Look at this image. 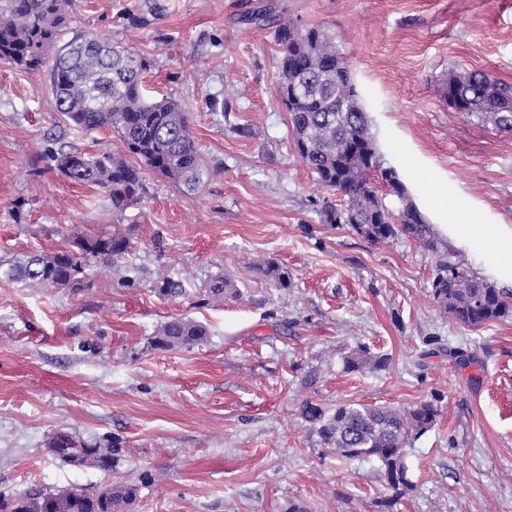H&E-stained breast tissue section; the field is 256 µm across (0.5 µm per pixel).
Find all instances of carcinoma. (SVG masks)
<instances>
[{
    "label": "carcinoma",
    "mask_w": 512,
    "mask_h": 512,
    "mask_svg": "<svg viewBox=\"0 0 512 512\" xmlns=\"http://www.w3.org/2000/svg\"><path fill=\"white\" fill-rule=\"evenodd\" d=\"M68 4L69 0H0V61L24 69H46L57 111L67 124L79 131L113 128L126 152L144 167L189 192L197 190L205 163L187 114L173 101H150L143 96V76L152 61L94 34L62 41L69 25ZM275 38L280 46L277 96L288 109L295 152L326 191L346 199L340 208L323 199L320 214L324 221L343 224L346 213L353 212L358 223L350 228L373 244L403 234L435 249L425 215L413 204L404 205L403 183L390 179L397 171L384 166L368 114L352 83L350 65L328 33L318 26L299 29L281 24ZM444 94L456 111L489 117L496 128L512 131V87L489 74L451 71ZM43 158L72 182L97 188L115 212L138 201L140 168L108 151L88 156L47 148ZM382 191L401 206L390 210L383 203ZM130 248L129 239L119 232L79 236L68 247L33 253L10 264L6 275L31 286L74 291L91 261L110 268ZM204 292L215 299L234 294L222 275L211 278ZM158 293L178 297L185 293V286L164 277ZM432 295L441 311L467 327L512 314V294L451 260L438 263ZM205 336L202 325L175 318L161 328L156 344L191 347ZM386 363V358L363 348L345 360L352 370L379 369ZM299 413L336 457L379 461L387 485L400 495L411 487L406 448L431 428L437 409L431 402L407 410L357 402L325 408L306 399ZM51 446L68 450L81 464L110 469L117 444L86 443L57 434ZM136 497L137 489L126 485L109 486L95 495L71 488L65 495L47 492L18 498L10 512H114L132 505Z\"/></svg>",
    "instance_id": "obj_1"
}]
</instances>
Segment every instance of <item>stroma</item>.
<instances>
[{"label":"stroma","instance_id":"obj_1","mask_svg":"<svg viewBox=\"0 0 512 512\" xmlns=\"http://www.w3.org/2000/svg\"><path fill=\"white\" fill-rule=\"evenodd\" d=\"M262 11L270 25L245 24ZM66 38L93 32L154 62L144 94L176 102L205 162L200 187L145 173L115 214L96 188L47 169L46 146L131 165L117 132L74 130L44 70L0 62V263L121 231L115 271L78 291L0 274V512L72 486L138 489L130 512H512V316L470 328L432 297L437 263L487 268L453 236L435 250L373 244L320 215L276 98L275 27L325 29L347 58L386 165L430 224L512 226V132L449 108V71L512 85V0H71ZM450 207L435 208L436 195ZM274 261L291 288L257 266ZM182 280L183 296L155 290ZM221 275L233 299L205 296ZM183 317L209 336L162 349ZM387 357L350 371L358 348ZM314 375L305 384L306 375ZM438 410L406 450L411 489L380 463L343 460L302 419L303 400ZM118 441L111 469L75 466L57 433Z\"/></svg>","mask_w":512,"mask_h":512}]
</instances>
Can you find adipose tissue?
Masks as SVG:
<instances>
[{
  "instance_id": "obj_1",
  "label": "adipose tissue",
  "mask_w": 512,
  "mask_h": 512,
  "mask_svg": "<svg viewBox=\"0 0 512 512\" xmlns=\"http://www.w3.org/2000/svg\"><path fill=\"white\" fill-rule=\"evenodd\" d=\"M451 232L467 253L488 259L492 273L512 284V227L456 224Z\"/></svg>"
}]
</instances>
